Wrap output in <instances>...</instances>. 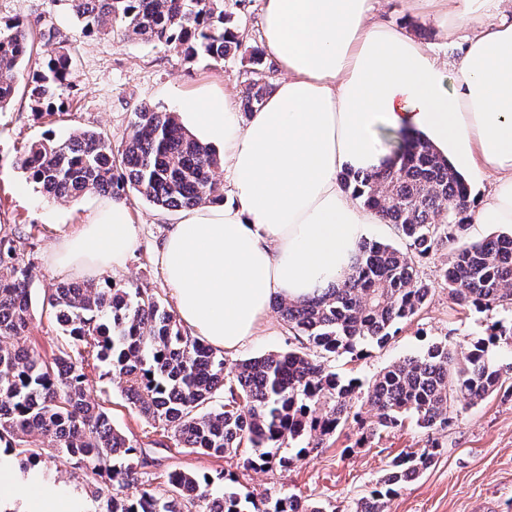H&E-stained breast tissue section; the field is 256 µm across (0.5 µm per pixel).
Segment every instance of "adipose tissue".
Returning <instances> with one entry per match:
<instances>
[{
	"instance_id": "obj_1",
	"label": "adipose tissue",
	"mask_w": 512,
	"mask_h": 512,
	"mask_svg": "<svg viewBox=\"0 0 512 512\" xmlns=\"http://www.w3.org/2000/svg\"><path fill=\"white\" fill-rule=\"evenodd\" d=\"M379 0H264L262 46L284 77L247 125L229 96L185 102L181 124L223 150L225 200L172 225L159 258L177 314L231 352L256 336L273 299L300 302L340 282L378 213L340 175L380 168L379 127L420 135L468 186L469 224L512 226V0H414L461 33L453 69L404 29L374 19ZM493 179L490 195L479 192ZM137 243L124 201L102 202L51 252L60 273L125 265ZM80 512L39 467L19 472L0 448V503Z\"/></svg>"
}]
</instances>
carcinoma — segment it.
Listing matches in <instances>:
<instances>
[{"label":"carcinoma","mask_w":512,"mask_h":512,"mask_svg":"<svg viewBox=\"0 0 512 512\" xmlns=\"http://www.w3.org/2000/svg\"><path fill=\"white\" fill-rule=\"evenodd\" d=\"M87 35L121 30L188 59L215 65L236 53L243 35L224 15V0H64ZM54 46L48 53L41 46ZM75 62L52 26L39 30L19 19L0 21V112H6L27 77L26 96L37 117L58 116L56 101L71 87ZM266 95L257 81L242 92L256 112ZM22 164L42 190L68 198L87 192L122 196L130 189L160 210L190 211L224 197L220 160L170 112L147 105L133 110L131 133L118 149L96 130H75L64 140L46 133L23 154ZM344 187L360 204L393 226L405 249L360 243L353 272L339 286L303 302L276 301L299 346L242 359L226 370L224 355L188 332L148 288L59 283L43 305L55 313L64 342L46 359L10 339L32 323L33 276L18 240L0 238V444L21 469L45 456L63 455L108 495L107 512H330L318 502L282 495L245 509L238 493L207 475L174 471L159 493L144 480L145 450L87 400L84 363L106 362L133 409L171 433L191 453L238 456L246 470L284 468L353 424L365 436L406 419L427 434L424 448L392 460L354 512H386L401 486L428 470L454 408L499 393L512 364L496 365L488 348L512 344V324L491 323L487 338L459 351L446 342L419 357L381 370L368 385L372 420L352 411L357 381L343 379L330 357L357 345H381L429 302L431 286L417 262L449 249L440 269L448 299L462 309L492 312L512 305V234L472 240L461 213L468 187L448 161L416 136H404L389 164L376 172L345 171ZM302 441L295 458L282 454Z\"/></svg>","instance_id":"1"}]
</instances>
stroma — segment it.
<instances>
[{
    "mask_svg": "<svg viewBox=\"0 0 512 512\" xmlns=\"http://www.w3.org/2000/svg\"><path fill=\"white\" fill-rule=\"evenodd\" d=\"M411 2L382 0L376 18L408 29L428 54L453 66L461 44L446 28L416 15ZM262 6L263 0H224V12L242 28L244 44L236 56L214 66L120 31L105 38L84 35L62 0H0V20L17 18L35 28L54 26L60 39L72 47L76 61L73 85L62 96L61 109L70 113V120L47 125L32 114L22 95L9 111L0 114V228L24 238V260L34 276L35 298H42L45 288L60 280L50 263L53 244L86 223L97 196H44L21 164L24 145L40 140L50 128L60 137L77 128H90L102 132L117 148L130 133L136 104L176 113L183 101L203 94L227 93L232 100H240L253 78L251 53L261 46ZM125 201L139 244L123 269L103 271L93 281L102 288L117 283L151 289L167 309H174L157 249L181 214L156 209L130 192ZM447 257V250L440 248L419 261V274L431 284L433 294L412 321L402 324L385 345L365 343L355 352L332 359V369L367 383L393 362L423 355L432 344L442 341L465 347L485 338L491 322L511 323V306L488 313L464 310L449 301L439 280ZM288 338L287 326L272 309L257 336L225 359L232 363L264 352L284 351ZM21 341L49 358L62 336L48 312L38 309ZM107 371L104 364L86 367L88 393L108 411L115 427L145 448L152 460L148 478L157 488L164 487L168 474L175 470L213 477L224 473L230 477L229 488L255 501L287 493L304 500L329 501L334 512H353L356 501L374 487L395 456L418 450L426 441L424 433L407 421L358 448L352 430L346 428L301 461L296 458L299 443H291L287 452L296 461L288 469L246 470L239 458L201 456L177 447L170 433L130 407ZM438 439L441 448L435 464L401 489L389 502L388 512H512V400L496 394L486 398L464 410ZM41 466L51 485L81 492L85 512H104L105 498L92 497L82 473L68 460L47 458Z\"/></svg>",
    "mask_w": 512,
    "mask_h": 512,
    "instance_id": "35a3bbf8",
    "label": "stroma"
}]
</instances>
